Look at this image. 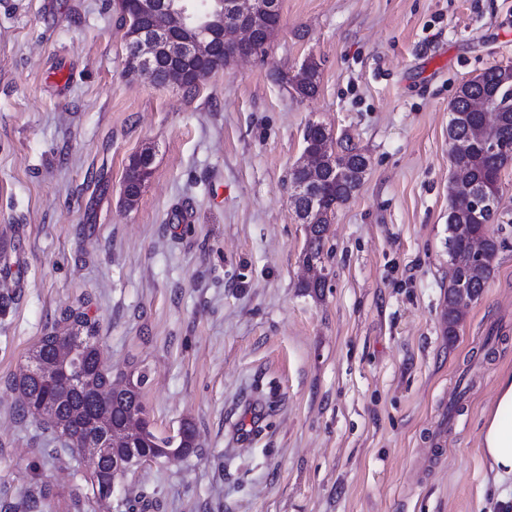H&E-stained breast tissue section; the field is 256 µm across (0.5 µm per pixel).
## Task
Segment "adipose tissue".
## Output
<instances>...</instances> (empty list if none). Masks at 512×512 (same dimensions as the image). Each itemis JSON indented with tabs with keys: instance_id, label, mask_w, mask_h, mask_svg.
Returning a JSON list of instances; mask_svg holds the SVG:
<instances>
[{
	"instance_id": "adipose-tissue-1",
	"label": "adipose tissue",
	"mask_w": 512,
	"mask_h": 512,
	"mask_svg": "<svg viewBox=\"0 0 512 512\" xmlns=\"http://www.w3.org/2000/svg\"><path fill=\"white\" fill-rule=\"evenodd\" d=\"M481 447L494 479L512 477V371L498 379L494 405L485 416Z\"/></svg>"
}]
</instances>
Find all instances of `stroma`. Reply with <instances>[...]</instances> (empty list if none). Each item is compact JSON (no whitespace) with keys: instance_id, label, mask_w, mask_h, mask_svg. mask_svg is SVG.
<instances>
[{"instance_id":"obj_1","label":"stroma","mask_w":512,"mask_h":512,"mask_svg":"<svg viewBox=\"0 0 512 512\" xmlns=\"http://www.w3.org/2000/svg\"><path fill=\"white\" fill-rule=\"evenodd\" d=\"M127 53L117 0H0V512H512L480 452L512 370V168L485 291L442 324L449 104L512 64V0H281L266 55L191 93L127 75ZM311 56L303 99L287 80ZM312 121L369 159L316 295L290 183ZM68 309L106 369L143 377L157 434H196L106 500L12 387ZM320 61V60H319ZM321 76V61L316 63L314 58H307L297 70L292 82L296 84L293 88L301 98L314 97L319 88ZM142 152L148 153L149 154V159H150L149 162L144 164L142 170L140 172H138V178L143 183V185H142V189H143V187L145 185V182L148 180V178L152 174V169H151L152 154H151L150 149H145ZM142 152L139 153V154H135L132 157H130L129 163H128L127 168H126L125 179L126 178H130L131 171H133V169H135V167L137 165V164H133V163L131 165V162H132L133 158L137 157V156L141 157L142 156ZM142 189H141V192H140V195H139V192H138V182L136 180H134V179H129V181H127L124 184V188H123V201H124L125 205H127V206L133 205L135 203V201H137L138 198H140L141 193H142Z\"/></svg>"}]
</instances>
